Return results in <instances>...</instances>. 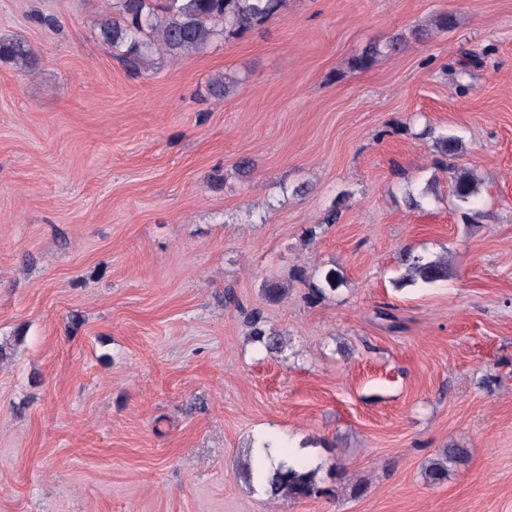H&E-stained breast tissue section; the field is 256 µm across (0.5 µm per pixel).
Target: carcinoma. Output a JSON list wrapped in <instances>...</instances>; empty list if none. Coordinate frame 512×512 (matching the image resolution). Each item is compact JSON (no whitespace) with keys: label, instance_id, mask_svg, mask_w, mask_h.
Returning a JSON list of instances; mask_svg holds the SVG:
<instances>
[{"label":"carcinoma","instance_id":"cac0c4a2","mask_svg":"<svg viewBox=\"0 0 512 512\" xmlns=\"http://www.w3.org/2000/svg\"><path fill=\"white\" fill-rule=\"evenodd\" d=\"M283 0H112V12L99 16L98 29L103 41L119 51V57L135 69L152 56L156 47L164 48L171 57L183 59L200 51L227 28L248 30L277 11ZM0 59L10 60L24 67L36 64L33 50L20 39H0ZM462 150L453 136L436 140V151L443 157H455ZM452 197L461 204L476 203L477 179L474 173L460 166L449 169ZM403 282L421 281L431 284L447 279L448 262L442 258L430 259L422 254H409ZM343 275L327 270L321 285L311 288V297L322 299L334 293L343 284ZM252 339L269 353L283 351L286 339L266 327L260 310L246 315ZM272 444L264 442L261 448L267 465L257 471L269 497L307 498L317 489L320 466L279 462L269 454ZM469 451L458 445L438 450L426 467V482L439 485L448 480L453 467L467 463Z\"/></svg>","mask_w":512,"mask_h":512}]
</instances>
